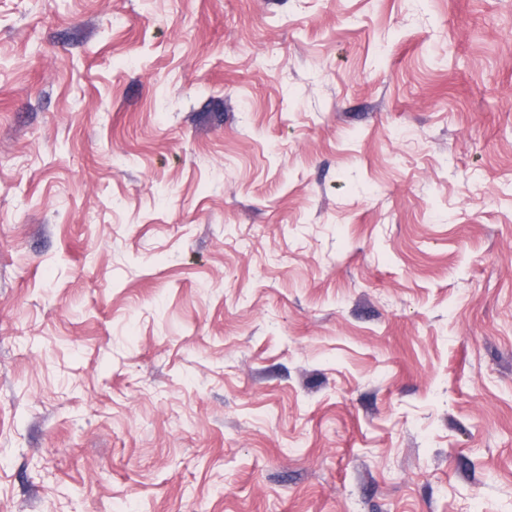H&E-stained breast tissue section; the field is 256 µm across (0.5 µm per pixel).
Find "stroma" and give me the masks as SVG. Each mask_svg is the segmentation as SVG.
<instances>
[{"label":"stroma","mask_w":512,"mask_h":512,"mask_svg":"<svg viewBox=\"0 0 512 512\" xmlns=\"http://www.w3.org/2000/svg\"><path fill=\"white\" fill-rule=\"evenodd\" d=\"M0 512H512V0H0Z\"/></svg>","instance_id":"1"}]
</instances>
